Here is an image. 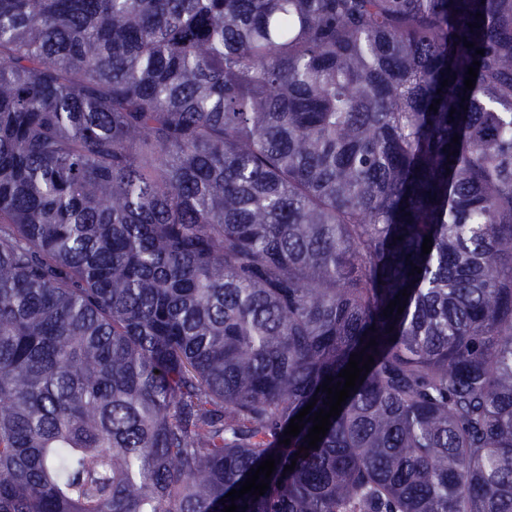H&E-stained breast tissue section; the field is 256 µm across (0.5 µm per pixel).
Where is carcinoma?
<instances>
[{"mask_svg": "<svg viewBox=\"0 0 512 512\" xmlns=\"http://www.w3.org/2000/svg\"><path fill=\"white\" fill-rule=\"evenodd\" d=\"M232 503L512 512V0H0V512Z\"/></svg>", "mask_w": 512, "mask_h": 512, "instance_id": "cac0c4a2", "label": "carcinoma"}]
</instances>
